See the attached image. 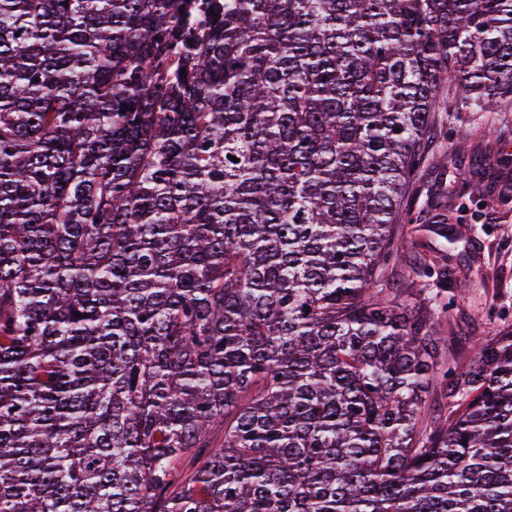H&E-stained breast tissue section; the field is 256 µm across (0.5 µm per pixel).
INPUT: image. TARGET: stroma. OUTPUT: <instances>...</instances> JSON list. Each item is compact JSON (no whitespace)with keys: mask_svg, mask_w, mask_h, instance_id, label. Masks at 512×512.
Masks as SVG:
<instances>
[{"mask_svg":"<svg viewBox=\"0 0 512 512\" xmlns=\"http://www.w3.org/2000/svg\"><path fill=\"white\" fill-rule=\"evenodd\" d=\"M452 135L461 150L448 156V209L464 229L462 240L448 253L416 236L415 252L424 262L447 265L448 280L435 293L431 279L417 278L420 298L445 304V318L479 336H492L512 325V176L497 177L500 158H512V112L459 113ZM486 160L485 174H475V157ZM470 284L465 298L460 285Z\"/></svg>","mask_w":512,"mask_h":512,"instance_id":"obj_1","label":"stroma"}]
</instances>
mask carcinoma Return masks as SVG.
Instances as JSON below:
<instances>
[{
  "label": "carcinoma",
  "mask_w": 512,
  "mask_h": 512,
  "mask_svg": "<svg viewBox=\"0 0 512 512\" xmlns=\"http://www.w3.org/2000/svg\"><path fill=\"white\" fill-rule=\"evenodd\" d=\"M463 110L512 0H0V512H512V327L385 287Z\"/></svg>",
  "instance_id": "cac0c4a2"
}]
</instances>
